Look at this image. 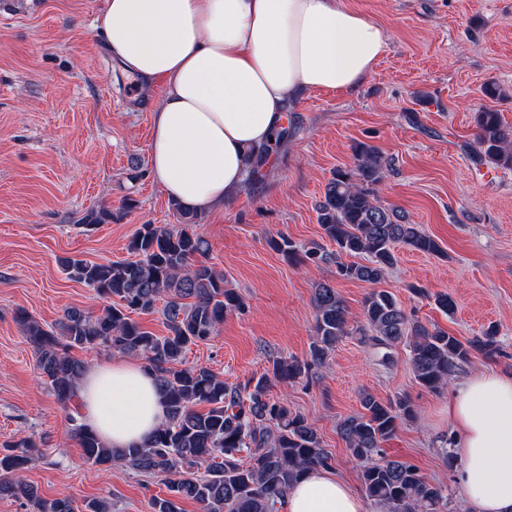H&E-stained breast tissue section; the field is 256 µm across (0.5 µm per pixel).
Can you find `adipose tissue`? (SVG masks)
<instances>
[{
    "label": "adipose tissue",
    "mask_w": 512,
    "mask_h": 512,
    "mask_svg": "<svg viewBox=\"0 0 512 512\" xmlns=\"http://www.w3.org/2000/svg\"><path fill=\"white\" fill-rule=\"evenodd\" d=\"M96 21L113 63L153 101L152 180L195 212L223 209L243 189L249 152L283 126L295 91L354 92L387 49L385 29L345 0H104ZM78 390L111 447L141 444L165 420L136 360L94 363ZM448 416L474 512H512V376L467 379ZM280 512H362V503L321 468L295 484Z\"/></svg>",
    "instance_id": "adipose-tissue-1"
}]
</instances>
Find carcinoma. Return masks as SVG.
<instances>
[{
  "label": "carcinoma",
  "instance_id": "cac0c4a2",
  "mask_svg": "<svg viewBox=\"0 0 512 512\" xmlns=\"http://www.w3.org/2000/svg\"><path fill=\"white\" fill-rule=\"evenodd\" d=\"M475 123L479 161L511 167L512 129L500 114L484 108L476 113ZM271 151L264 145L252 152L248 181L263 176ZM352 151L354 165L333 173L318 205V224L336 251L327 252L319 244L299 246L287 238L272 240L273 248L290 258L334 259L341 277L370 284L379 283L394 266L398 245L442 255L440 244L410 223L404 212L377 201L376 187L390 167L389 159L364 141L356 142ZM178 215L184 224L179 230L140 225L128 243L127 260L63 261L68 278L101 298H117L101 313L69 309L58 322L45 326L21 312L17 323L52 395L68 412L70 435L86 462L107 466L119 461L137 473L161 478L166 496L152 497V512H182L179 503L184 499L198 503L201 512H277L306 472L330 468L333 460L307 417L269 397L271 381H295L323 365L336 343L351 334L348 309L336 288L317 285L309 358H273L269 370L245 386L247 397H241L239 389L225 385L210 368L184 365L189 346L209 341L242 302L224 287V274L202 261L209 243L194 230L200 215L183 209ZM344 256L364 261L345 263ZM159 302L165 336L154 335L132 318L155 310ZM363 317L366 327L358 329L360 342L382 350L385 365L393 363L392 347L406 342L416 380L431 391L446 386L473 354L492 358L498 353L495 328L462 342L444 329L412 319L385 290L365 297ZM75 348H105L144 360L166 408L165 421L144 443L111 448L84 420L76 391L87 365L71 356ZM361 407L363 411L340 423L339 432L351 456L364 463L360 479L367 498L386 512H440L445 486L427 482L414 466L399 460L371 462L382 444L414 419L412 402L366 394ZM42 457L38 443L29 437L0 451V496L24 499L31 512H75L70 498L44 499L26 481L25 472Z\"/></svg>",
  "mask_w": 512,
  "mask_h": 512
}]
</instances>
